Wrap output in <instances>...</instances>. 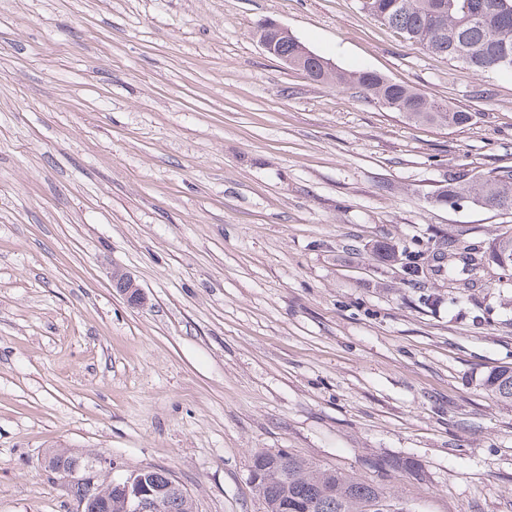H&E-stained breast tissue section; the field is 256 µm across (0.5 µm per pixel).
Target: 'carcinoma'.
I'll list each match as a JSON object with an SVG mask.
<instances>
[{"label": "carcinoma", "instance_id": "cac0c4a2", "mask_svg": "<svg viewBox=\"0 0 512 512\" xmlns=\"http://www.w3.org/2000/svg\"><path fill=\"white\" fill-rule=\"evenodd\" d=\"M362 9L380 22L400 30L422 49L462 62L472 73L512 69V0H361ZM303 46L292 40L278 41V56L294 61ZM300 69L316 81H333L370 95L388 108L400 112L414 124L435 127L462 126L470 122L468 112L452 111L424 92L392 82L371 71L338 73L323 58H305ZM444 200L512 214V166L499 167L479 176L450 173L442 180ZM512 248V232L494 236L486 250L461 252L462 267L436 271L452 278L463 276L462 285L474 286L467 273L490 262L493 253ZM481 386L500 401H512V367L490 369ZM253 466L262 478L256 484L266 512H392L384 490L354 476L321 468L313 461L288 456L281 467L264 453L254 455ZM172 474L149 468L148 481L165 500L162 512H193L191 497L168 489Z\"/></svg>", "mask_w": 512, "mask_h": 512}]
</instances>
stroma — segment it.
<instances>
[{
  "mask_svg": "<svg viewBox=\"0 0 512 512\" xmlns=\"http://www.w3.org/2000/svg\"><path fill=\"white\" fill-rule=\"evenodd\" d=\"M267 21L472 118L314 81ZM511 165L512 69L359 0H0V512H77L57 449L167 469L195 512H265L252 460L277 451L404 512H512V404L480 387L512 366V281L418 288L377 251L485 246L512 215L430 196ZM112 285L124 297L128 305L133 307L144 306L147 296L130 274L120 267L112 271Z\"/></svg>",
  "mask_w": 512,
  "mask_h": 512,
  "instance_id": "obj_1",
  "label": "stroma"
}]
</instances>
